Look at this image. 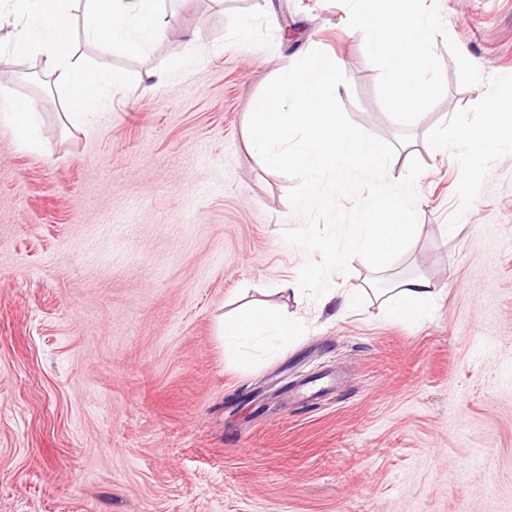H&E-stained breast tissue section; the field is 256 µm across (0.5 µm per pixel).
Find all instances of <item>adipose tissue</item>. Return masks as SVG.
<instances>
[{
	"label": "adipose tissue",
	"mask_w": 512,
	"mask_h": 512,
	"mask_svg": "<svg viewBox=\"0 0 512 512\" xmlns=\"http://www.w3.org/2000/svg\"><path fill=\"white\" fill-rule=\"evenodd\" d=\"M18 2L27 23L8 36L13 55L39 57L53 85L66 91L68 122L80 125L89 121L100 110L104 90L118 85V77L77 57L70 0ZM84 16L85 39L109 47L144 51L163 35L158 0H85ZM0 118L14 125L22 146H37L40 115L34 100H18L0 87ZM431 294L423 278L400 279L390 290L389 313L398 321L414 322L426 313ZM296 335V325L272 311L231 317L224 321V352L248 367L256 360V349L275 347Z\"/></svg>",
	"instance_id": "ef3b65f1"
}]
</instances>
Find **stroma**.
Instances as JSON below:
<instances>
[{
  "label": "stroma",
  "mask_w": 512,
  "mask_h": 512,
  "mask_svg": "<svg viewBox=\"0 0 512 512\" xmlns=\"http://www.w3.org/2000/svg\"><path fill=\"white\" fill-rule=\"evenodd\" d=\"M484 75L512 74V0H438ZM138 54L73 45L118 74L87 126L64 117L34 59L0 47V84L32 98L39 146L0 119V512H512V155L453 234L456 161L426 136L485 86L445 93L407 130L385 112L364 36L340 0H160ZM336 56L349 118L417 178V245L335 280L355 308L278 292L308 259L295 179L257 162L248 122L265 86L312 49ZM159 76L151 89L139 81ZM429 281L428 314L382 294ZM298 322L285 353L242 368L225 316ZM390 294V315L398 321L411 323L427 312L432 290L425 279L408 277L396 281L390 288Z\"/></svg>",
  "instance_id": "obj_1"
}]
</instances>
